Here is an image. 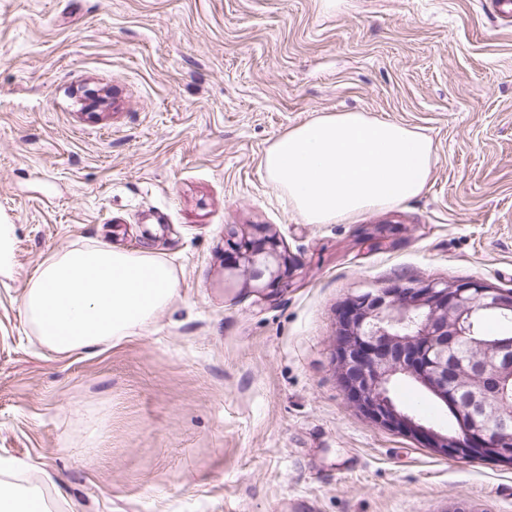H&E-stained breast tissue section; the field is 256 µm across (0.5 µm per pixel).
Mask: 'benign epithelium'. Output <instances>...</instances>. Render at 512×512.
Masks as SVG:
<instances>
[{"mask_svg":"<svg viewBox=\"0 0 512 512\" xmlns=\"http://www.w3.org/2000/svg\"><path fill=\"white\" fill-rule=\"evenodd\" d=\"M234 254L260 288L283 283L285 257L272 237L243 238ZM487 310L512 314V292L469 281H423L354 295L338 311L332 361L347 401L371 422L408 436L443 455L478 459L493 451L512 457V440L504 438L486 413L487 395L453 388L454 373L466 366L480 374L496 393L503 410H511L512 339L482 337L475 323ZM483 354L464 364L456 354L460 341ZM408 378L451 408L454 429L439 430L396 403L394 383Z\"/></svg>","mask_w":512,"mask_h":512,"instance_id":"obj_1","label":"benign epithelium"}]
</instances>
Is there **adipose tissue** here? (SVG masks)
<instances>
[{
  "label": "adipose tissue",
  "instance_id": "1",
  "mask_svg": "<svg viewBox=\"0 0 512 512\" xmlns=\"http://www.w3.org/2000/svg\"><path fill=\"white\" fill-rule=\"evenodd\" d=\"M432 139L361 112L319 115L265 151L268 181L308 224H338L397 206L425 188ZM174 266L150 250L76 244L46 260L23 306L40 342L60 354L141 335L178 296Z\"/></svg>",
  "mask_w": 512,
  "mask_h": 512
}]
</instances>
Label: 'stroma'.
Returning a JSON list of instances; mask_svg holds the SVG:
<instances>
[{
    "label": "stroma",
    "mask_w": 512,
    "mask_h": 512,
    "mask_svg": "<svg viewBox=\"0 0 512 512\" xmlns=\"http://www.w3.org/2000/svg\"><path fill=\"white\" fill-rule=\"evenodd\" d=\"M431 137L423 192L307 224L267 147L322 113ZM276 238L256 287L228 231ZM94 241L163 254L175 303L69 355L23 308ZM512 290V26L484 0H0V461L58 512H512V466L436 454L347 401L350 296Z\"/></svg>",
    "instance_id": "1"
}]
</instances>
